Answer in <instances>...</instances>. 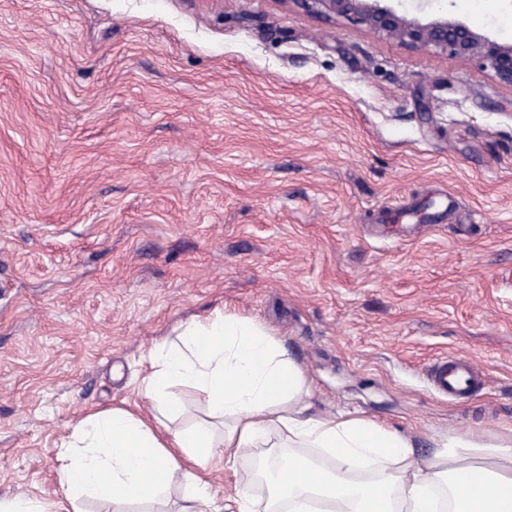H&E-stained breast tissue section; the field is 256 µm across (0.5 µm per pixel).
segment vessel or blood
Masks as SVG:
<instances>
[{"label":"vessel or blood","instance_id":"1","mask_svg":"<svg viewBox=\"0 0 512 512\" xmlns=\"http://www.w3.org/2000/svg\"><path fill=\"white\" fill-rule=\"evenodd\" d=\"M428 381L433 390L442 397L465 399L483 389L486 372L465 355L442 356L428 368Z\"/></svg>","mask_w":512,"mask_h":512}]
</instances>
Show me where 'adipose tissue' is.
Instances as JSON below:
<instances>
[{
	"instance_id": "obj_1",
	"label": "adipose tissue",
	"mask_w": 512,
	"mask_h": 512,
	"mask_svg": "<svg viewBox=\"0 0 512 512\" xmlns=\"http://www.w3.org/2000/svg\"><path fill=\"white\" fill-rule=\"evenodd\" d=\"M144 365V398L179 415L169 389L180 383L204 418L162 431L125 407L88 415L62 444L60 481L72 497L149 504L179 484L180 512H221L208 473L281 432L286 449L265 455L260 469L265 512H512V429L451 434L419 459L411 437L373 419L312 413L305 372L252 318L227 310L193 318Z\"/></svg>"
}]
</instances>
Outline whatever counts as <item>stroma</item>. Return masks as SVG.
Instances as JSON below:
<instances>
[{
  "label": "stroma",
  "mask_w": 512,
  "mask_h": 512,
  "mask_svg": "<svg viewBox=\"0 0 512 512\" xmlns=\"http://www.w3.org/2000/svg\"><path fill=\"white\" fill-rule=\"evenodd\" d=\"M512 42V0H399ZM512 86L302 0H0V498L135 407L143 356L227 309L317 414L433 440L512 427ZM485 387L449 401L437 357ZM255 448L210 474L251 488ZM427 378L433 390L440 396L465 399L483 389L486 371L477 367L468 356L445 355L429 366Z\"/></svg>",
  "instance_id": "stroma-1"
}]
</instances>
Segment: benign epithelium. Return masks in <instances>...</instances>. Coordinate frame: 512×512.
Segmentation results:
<instances>
[{"label":"benign epithelium","instance_id":"benign-epithelium-1","mask_svg":"<svg viewBox=\"0 0 512 512\" xmlns=\"http://www.w3.org/2000/svg\"><path fill=\"white\" fill-rule=\"evenodd\" d=\"M314 12L353 19L378 36L452 58L475 61L512 86V43L498 42L460 21L420 19L399 11L391 0H301Z\"/></svg>","mask_w":512,"mask_h":512}]
</instances>
